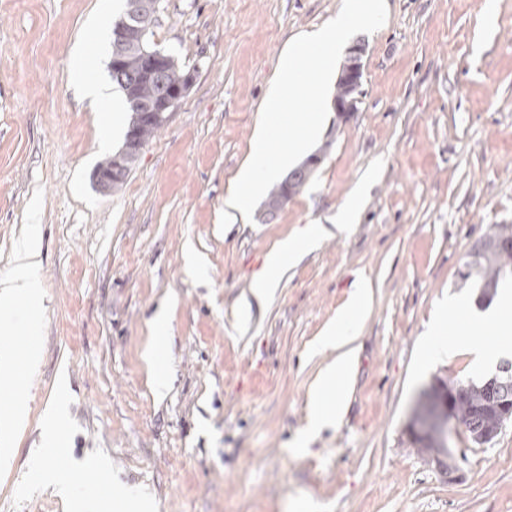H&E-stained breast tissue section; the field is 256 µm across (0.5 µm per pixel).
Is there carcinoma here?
Wrapping results in <instances>:
<instances>
[{
	"mask_svg": "<svg viewBox=\"0 0 512 512\" xmlns=\"http://www.w3.org/2000/svg\"><path fill=\"white\" fill-rule=\"evenodd\" d=\"M123 14V32L112 36V57L117 67L112 70V83L124 93L126 100H140L146 106H155L166 99L170 92L182 84L187 73L185 67L174 56L163 55L160 69L153 78L145 75L147 60L145 52L156 51L158 47L149 40L157 9L156 0H142V6H134L133 0H126ZM164 112H136L131 118L122 152V167L112 174L109 189H119L127 180L141 148L150 143L166 122ZM312 176V172L294 179L284 178L275 185L268 196V215L299 194ZM512 240V225H502L492 234L479 241L472 249L476 259L469 264L467 276L479 280V300L491 299L502 280L512 276V248L499 246V242ZM464 385L463 396L454 405L458 422L471 432H478L494 419L491 403L495 394L488 389L489 379L463 382L448 380L446 385Z\"/></svg>",
	"mask_w": 512,
	"mask_h": 512,
	"instance_id": "cac0c4a2",
	"label": "carcinoma"
}]
</instances>
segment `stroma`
I'll return each mask as SVG.
<instances>
[{
	"mask_svg": "<svg viewBox=\"0 0 512 512\" xmlns=\"http://www.w3.org/2000/svg\"><path fill=\"white\" fill-rule=\"evenodd\" d=\"M0 0V272L26 225L42 232L39 302L0 307V418L24 400V428L0 432V512H100L115 483L146 486L157 512H512V425L473 446L449 436L457 470L418 453L407 424L434 378L483 376L473 356L420 371L418 344L441 301L476 304L460 273L472 246L512 224V0H388L367 45L357 108L329 112L311 183L275 218L220 229L286 43L335 17L341 0H162L149 39L194 82L123 187L92 172L96 112L70 63L109 79L125 0ZM357 224L323 237L247 326L238 304L266 254L301 227L332 226L360 183ZM374 301L342 422L305 435L317 336L358 278ZM166 308L169 388L142 352ZM66 401L71 425L48 409ZM66 453L56 456V443ZM70 474L103 457L73 496L44 488L33 450Z\"/></svg>",
	"mask_w": 512,
	"mask_h": 512,
	"instance_id": "1",
	"label": "stroma"
}]
</instances>
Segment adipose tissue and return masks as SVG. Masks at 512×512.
Returning a JSON list of instances; mask_svg holds the SVG:
<instances>
[{"instance_id": "1", "label": "adipose tissue", "mask_w": 512, "mask_h": 512, "mask_svg": "<svg viewBox=\"0 0 512 512\" xmlns=\"http://www.w3.org/2000/svg\"><path fill=\"white\" fill-rule=\"evenodd\" d=\"M80 101L96 106L110 102L112 112L101 115L99 124L104 138L117 135L112 113L122 110L120 97L111 94L109 86L101 81L88 79L82 58H75L69 73ZM318 234L305 228L299 234L284 239L271 250L257 275L249 297L241 302L242 312H249L253 303L265 302L275 293L286 270L295 265L305 249L314 247ZM41 252L37 233H30L18 248L8 271L0 276V305L18 306L39 300ZM373 294L368 283L354 285L348 300L321 331L316 346L319 352L330 354L331 359L319 371L309 391L308 432L314 433L337 423L346 411L359 359L357 341L363 324L372 308ZM498 329L499 333H512V286L501 289L494 309L463 315L461 305L450 303L432 324L423 343L424 359H449L461 351L475 354L477 361L495 363L504 345L495 340L473 342L477 332ZM153 335L144 351V358L153 369V387L164 393L169 380L159 366L170 336L166 312H158L152 320Z\"/></svg>"}]
</instances>
